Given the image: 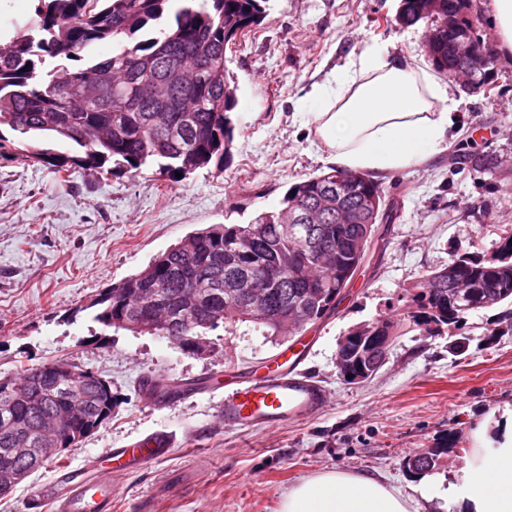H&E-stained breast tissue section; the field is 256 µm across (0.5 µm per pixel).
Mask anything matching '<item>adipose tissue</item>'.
Segmentation results:
<instances>
[{"label": "adipose tissue", "mask_w": 512, "mask_h": 512, "mask_svg": "<svg viewBox=\"0 0 512 512\" xmlns=\"http://www.w3.org/2000/svg\"><path fill=\"white\" fill-rule=\"evenodd\" d=\"M311 134L336 168L386 173L437 153L458 107L450 86L379 44L351 53L344 69L312 92ZM467 476L421 479L411 496L378 474L330 469L292 487L278 512H512V405L494 410L473 433Z\"/></svg>", "instance_id": "adipose-tissue-1"}]
</instances>
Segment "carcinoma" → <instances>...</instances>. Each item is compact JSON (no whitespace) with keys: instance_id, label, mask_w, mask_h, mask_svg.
Wrapping results in <instances>:
<instances>
[{"instance_id":"carcinoma-1","label":"carcinoma","mask_w":512,"mask_h":512,"mask_svg":"<svg viewBox=\"0 0 512 512\" xmlns=\"http://www.w3.org/2000/svg\"><path fill=\"white\" fill-rule=\"evenodd\" d=\"M38 0L34 15L0 45V155L12 146V156L39 162L55 173L81 168L97 173L114 170L188 175L198 169L224 171V157L234 138L231 117L236 104L229 83L226 46L238 34L261 24V0ZM456 0H440L427 12L426 0H402L395 20L403 28L420 23L438 29L448 21ZM112 42V56L96 61L92 45ZM75 58H70V55ZM431 65L448 74L460 65L448 53V35L428 55ZM83 62L74 68L70 61ZM107 71L111 83L101 96L83 94L86 79ZM334 168L293 183L281 207L258 213L247 224H213L188 235L157 255L139 272L100 294L94 319L121 329L144 299L163 293V320L155 335L178 340L191 350L193 339L219 325L252 322L283 335L278 319L290 306L303 304L316 321L334 311L348 287L346 271L355 259L352 247L362 235L360 224H342L336 205L327 206L317 223V249L302 243L303 225L289 230V216L318 203L336 184ZM373 197L374 211L364 223L381 224L392 217L397 203L382 186L364 174L351 186L345 206ZM255 240L252 254L237 252L238 242ZM296 272L277 270L280 253ZM454 276L471 282L475 295L458 296L452 282L432 291L438 271L423 275L410 294L412 324L431 332L430 324L459 328L473 310L475 297L491 293L493 306L512 304V234L501 238L491 255L455 258ZM270 271L258 282L264 300L252 317L236 316L235 302L224 297V277L250 267ZM51 365L33 366L23 378L0 385V421L10 419L31 435L38 422L53 413L61 398L82 405L80 427L99 426L112 415L102 381L91 374L63 389L50 373ZM11 435L0 429V484L10 473L26 468L35 473L49 461H25L11 456Z\"/></svg>"}]
</instances>
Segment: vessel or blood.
Masks as SVG:
<instances>
[{"instance_id":"1","label":"vessel or blood","mask_w":512,"mask_h":512,"mask_svg":"<svg viewBox=\"0 0 512 512\" xmlns=\"http://www.w3.org/2000/svg\"><path fill=\"white\" fill-rule=\"evenodd\" d=\"M303 360L302 352L289 348L265 376L209 380L210 389L224 393L218 406L219 425L245 431L259 425L282 426L322 412L329 405V394L301 370ZM170 446L168 436L154 433L111 449L97 479L76 482L67 495L55 499V512H110L113 476L164 457Z\"/></svg>"}]
</instances>
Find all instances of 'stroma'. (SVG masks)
<instances>
[{"label":"stroma","instance_id":"35a3bbf8","mask_svg":"<svg viewBox=\"0 0 512 512\" xmlns=\"http://www.w3.org/2000/svg\"><path fill=\"white\" fill-rule=\"evenodd\" d=\"M400 0H267L266 17L226 51L236 89L234 140L223 172L178 178L147 171L57 174L0 159V378L65 361L112 387V415L76 446L0 499V512H53L41 491L67 492L109 449L168 433V454L113 480L112 512H277L281 496L325 469L378 471L399 486L419 476L405 462L440 449L436 472L463 479L478 424L512 403V305L471 312L453 333L421 332L409 293L428 271L463 254H491L512 234V59L496 54L488 91H457L448 146L427 163L378 176L399 206L383 242L334 313L307 325L304 362L332 394L324 411L283 426H214L222 391L147 404L152 378L200 382L263 374L286 348L264 326L237 322L208 332L199 355L148 333L95 321L101 293L142 270L190 232L245 224L279 206L288 187L328 170L312 146L305 96L366 44L427 66L423 27L403 28ZM489 158L491 173L474 166ZM392 318L403 328L388 362L350 385L336 370L340 336Z\"/></svg>","mask_w":512,"mask_h":512}]
</instances>
